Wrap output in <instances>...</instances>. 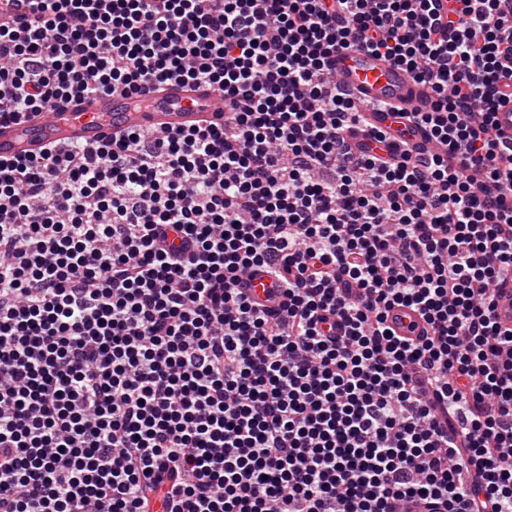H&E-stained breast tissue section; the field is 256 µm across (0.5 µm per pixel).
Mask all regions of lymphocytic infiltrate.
<instances>
[{"label": "lymphocytic infiltrate", "mask_w": 512, "mask_h": 512, "mask_svg": "<svg viewBox=\"0 0 512 512\" xmlns=\"http://www.w3.org/2000/svg\"><path fill=\"white\" fill-rule=\"evenodd\" d=\"M26 2L0 122L169 80L228 116L0 159V512H512V0ZM349 48L443 152L351 144ZM331 68L339 86L352 91L365 105L399 106L409 112H427L432 94L404 68L366 50L337 52ZM500 96L501 106L496 120L502 138L507 143L512 142V86L502 87ZM239 288L249 297L253 302L262 304L263 307L270 311H277L280 309L283 297L278 295L276 288H278L275 280L265 273L257 270L250 277L244 278L239 284ZM495 315L502 331L512 330V284L500 287L496 291ZM387 324L396 336L417 340L426 327L419 313L411 307H395L390 310Z\"/></svg>", "instance_id": "obj_1"}]
</instances>
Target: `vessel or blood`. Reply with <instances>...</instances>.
<instances>
[{
	"label": "vessel or blood",
	"instance_id": "b4317fda",
	"mask_svg": "<svg viewBox=\"0 0 512 512\" xmlns=\"http://www.w3.org/2000/svg\"><path fill=\"white\" fill-rule=\"evenodd\" d=\"M0 20L19 27L28 23L22 0H0ZM331 68L339 86L371 104V112L364 115L367 126L391 130V152H399L407 144L429 147L423 128L403 126L386 112L390 105L411 112L428 111L432 94L427 86L415 81L404 68L365 50L337 52L331 59ZM500 96L497 125L504 141L510 143L512 86L502 88ZM204 124L218 129L224 126L219 94L205 84L155 83L138 99L120 90L96 95L76 92L69 96L64 111L36 113L20 122H0V159L37 158L51 143L92 147L129 131L173 132ZM240 286L251 301L271 311L279 310L282 297L275 280L265 273L255 272ZM495 302L499 328L512 330V284L497 290ZM387 324L396 335L413 340L425 327L419 313L410 307L390 310Z\"/></svg>",
	"mask_w": 512,
	"mask_h": 512
}]
</instances>
